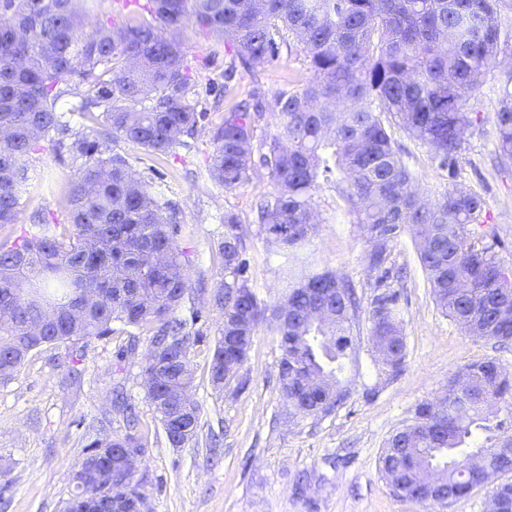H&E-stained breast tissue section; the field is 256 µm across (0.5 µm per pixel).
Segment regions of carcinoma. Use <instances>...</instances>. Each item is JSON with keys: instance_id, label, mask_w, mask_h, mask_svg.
<instances>
[{"instance_id": "cac0c4a2", "label": "carcinoma", "mask_w": 512, "mask_h": 512, "mask_svg": "<svg viewBox=\"0 0 512 512\" xmlns=\"http://www.w3.org/2000/svg\"><path fill=\"white\" fill-rule=\"evenodd\" d=\"M96 0H0V226L17 220L29 161L50 149L80 162L64 187L65 222L43 213L35 232L0 245V379L26 356L49 345H75L112 335V324L148 336L145 397L168 443L196 441L200 408L181 400L192 374H181L191 347L203 338L202 311L177 318L195 304L190 259L175 241L181 231L169 203L112 150L130 141L168 156L207 117L198 108L199 75L175 38L192 19L224 42L231 63L247 69L276 61L294 41L312 78L277 96L275 131L255 136L265 106L240 104L211 128L210 177L231 190L262 168L275 190L260 204L267 245L286 260V291L276 304L259 300L247 276L249 260L240 215L224 212L219 253L224 281L209 299L221 315L209 362L216 389L231 381L229 365L246 361L259 326L270 321L282 351L280 392L297 414L331 412L345 398L338 372L352 347L359 317L352 282L316 272L301 253L316 230L319 179L341 176V196L370 234V267L381 271L368 310L374 344L385 366L402 370L405 337L400 291L383 267L389 242L414 235L437 305L476 338L512 341V276L484 236L479 195L446 189L425 201L394 137L399 130L427 147L453 182L463 136L473 124L468 103L479 80L512 41L499 0H147L131 22L102 23L90 33L83 20ZM76 76L85 86L73 111L94 114L97 126L71 131L58 100ZM497 149L512 164V90L495 112ZM464 386L448 381L445 410L425 414L393 434L380 471L401 500L434 505L483 486L485 459L512 473V379L486 359L464 366ZM113 409L124 433L102 426L76 470L81 484L65 512L121 499L126 512L146 507L137 475L123 469L124 453H145L144 432L132 404L115 391ZM485 443L471 444L473 433Z\"/></svg>"}]
</instances>
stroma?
<instances>
[{
    "instance_id": "35a3bbf8",
    "label": "stroma",
    "mask_w": 512,
    "mask_h": 512,
    "mask_svg": "<svg viewBox=\"0 0 512 512\" xmlns=\"http://www.w3.org/2000/svg\"><path fill=\"white\" fill-rule=\"evenodd\" d=\"M177 38L201 79L221 78L229 61L223 45L189 22ZM510 71L508 50L469 102L475 122L465 134L456 181H449L426 147L408 139L403 145L404 160L427 197L452 183L480 194L485 226L495 230L500 242L498 257L512 270V166L499 163L493 120L501 82ZM311 76L303 52L291 46L275 65L236 72L218 111L210 112L197 132L196 149L188 157H157L131 143L116 146L178 209L182 231L177 245L189 253L190 283L199 290L196 306L204 319V339L191 350V397L201 409L198 442L171 447L144 398L140 371L147 338H140L120 372L113 363L115 350L127 340L123 334L83 340L74 361L65 359L64 347H43L28 356L12 380L0 382V512H61L71 476L99 420L112 417L114 432L123 431L121 419L112 416L116 385L122 386L148 435L139 467L148 512H487L493 485L445 506L424 507L399 500L379 472L387 440L412 423L419 404L438 399L464 365L492 358L512 371V343L467 336L442 314L411 232H401L389 243L386 259L387 268L403 274L394 283L401 292L406 344L399 375H390L381 363L371 342L369 314L363 311L339 378L346 396L329 414L295 415L282 397L281 350L267 324L259 328L238 375L221 390L209 382L207 367L220 316L208 304L207 291L224 278L218 244L225 211L240 215L248 275L258 297L275 303L284 288L279 275L283 257L267 245L254 222V206L273 192V183L263 169L231 190L215 183L207 171L213 151L210 127L221 111L252 94L271 102L282 91L301 88ZM75 173L68 156L47 150L33 157L17 221L0 228V245L31 230L35 211L64 217L63 194L49 192L46 184H65ZM315 200L320 224L308 251L318 269L353 280L362 304H369L378 273L366 259L371 248L366 230L356 224L335 180L321 181Z\"/></svg>"
}]
</instances>
